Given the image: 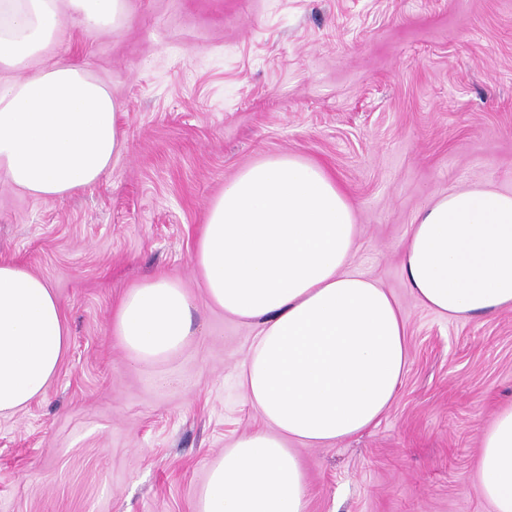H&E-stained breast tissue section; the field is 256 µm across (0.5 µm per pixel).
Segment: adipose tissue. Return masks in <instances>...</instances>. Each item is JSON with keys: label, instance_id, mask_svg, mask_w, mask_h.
Segmentation results:
<instances>
[{"label": "adipose tissue", "instance_id": "adipose-tissue-1", "mask_svg": "<svg viewBox=\"0 0 512 512\" xmlns=\"http://www.w3.org/2000/svg\"><path fill=\"white\" fill-rule=\"evenodd\" d=\"M66 13L109 31L126 0H0V176L45 201L92 186L125 148L106 86L45 60ZM358 235L334 177L288 154L243 167L209 202L193 263L211 307L257 326L238 383L262 426L212 462L196 512H307L298 447L353 437L394 403L410 363L407 327L394 296L353 269ZM403 267L414 298L442 317L512 308V194L476 186L425 205ZM192 307L164 274L130 288L113 333L131 366L178 353ZM68 345L49 282L0 264V415L46 393ZM477 475L495 512H512V406L486 429Z\"/></svg>", "mask_w": 512, "mask_h": 512}]
</instances>
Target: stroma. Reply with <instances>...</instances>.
I'll return each instance as SVG.
<instances>
[{
	"label": "stroma",
	"instance_id": "obj_1",
	"mask_svg": "<svg viewBox=\"0 0 512 512\" xmlns=\"http://www.w3.org/2000/svg\"><path fill=\"white\" fill-rule=\"evenodd\" d=\"M51 57L104 83L126 147L55 201L0 178V262L45 278L69 330L46 394L0 417V512H195L213 460L261 421L236 376L257 328L208 305L192 254L225 182L278 154L345 192L353 265L394 296L411 357L377 426L300 449L307 512H494L476 465L512 403V310L438 316L402 247L437 196L512 193V0H127L115 30L65 22ZM157 273L187 286L192 335L135 369L112 312Z\"/></svg>",
	"mask_w": 512,
	"mask_h": 512
}]
</instances>
